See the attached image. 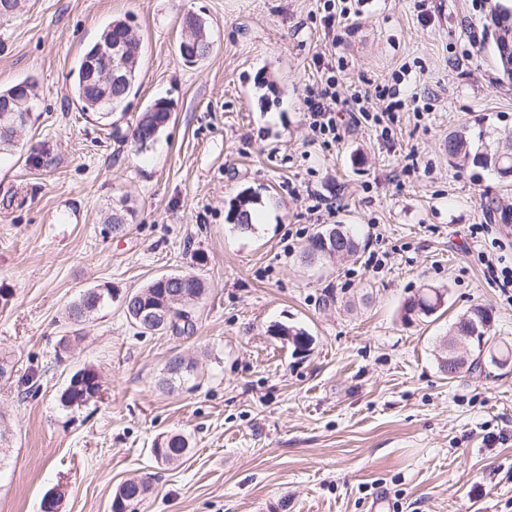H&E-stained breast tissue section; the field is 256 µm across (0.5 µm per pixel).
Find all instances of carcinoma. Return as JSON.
Listing matches in <instances>:
<instances>
[{
    "instance_id": "obj_1",
    "label": "carcinoma",
    "mask_w": 512,
    "mask_h": 512,
    "mask_svg": "<svg viewBox=\"0 0 512 512\" xmlns=\"http://www.w3.org/2000/svg\"><path fill=\"white\" fill-rule=\"evenodd\" d=\"M96 49L91 45L82 55L74 77V94L81 103V110L88 112L104 126L112 128V135L125 137L122 127L112 120L116 112L129 96V92L112 94V99L95 104V99L86 87L84 59ZM154 111L143 112L131 129V138L135 147L141 151L149 148L156 140L160 131L167 124L171 111L167 100L157 99L152 103ZM448 156L452 159L470 161L482 168L491 169L502 177L512 175V152L495 150L471 151V144L464 135H453L448 138ZM259 197L253 193L240 196L233 207L235 224L242 230L252 227L253 206L258 204ZM357 249V241L353 235L341 225L327 227L318 231L311 240V254L320 258L352 253ZM204 292L202 281L191 274H170L159 276L145 286L124 294L126 301L124 310L130 320L144 333L171 330L183 333L191 328L187 307L194 304ZM443 292L438 288H425L417 297L409 300L404 307L403 319L413 320L414 317L428 316L442 305ZM114 293L110 288H88L73 301L67 311L68 319L85 322L98 311L112 302ZM172 307L174 311L169 317V324L149 323L139 317L142 310L156 311L160 307ZM492 312L483 305L471 307L450 330L446 347H451L460 336L473 337L472 349L485 353L490 361L505 365L509 360V352L496 346L490 335ZM279 336L287 337L294 349H302L311 343V337L302 329L294 326H281L276 331ZM194 372V364L180 356L171 358L167 363L166 376L161 384L172 390L184 384ZM81 375L78 382L69 381L59 396V404L64 410H75L88 405L98 398L101 381L98 373L91 368L77 371ZM189 447L188 438L179 433L161 436L154 445L153 453L163 457V463L175 464L186 454ZM151 490V483L146 478H130L120 483L112 499V512H139L141 503L146 500Z\"/></svg>"
}]
</instances>
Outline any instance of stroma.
<instances>
[{
  "mask_svg": "<svg viewBox=\"0 0 512 512\" xmlns=\"http://www.w3.org/2000/svg\"><path fill=\"white\" fill-rule=\"evenodd\" d=\"M498 6L359 0L331 26L328 0H20L0 16V87L38 86L34 126L0 153V512H42L56 488L61 512H111L145 474L140 512H375L381 498L385 512H512V363L439 367L476 304L512 348V288L477 259L512 266V176L448 157L450 133L493 148L512 133V80L486 30ZM189 13L213 45L193 64L178 50ZM114 20L143 45L121 126L156 99L173 107L143 152L73 96L72 69ZM330 75L340 96L378 111L387 87L406 107L386 133L342 113L341 141L322 144L305 98ZM244 191L260 197L245 232L229 214ZM332 224L357 252L308 260ZM172 273L205 286L193 332L141 333L120 295ZM103 284L115 300L71 325L69 304ZM429 286L441 316L404 322ZM280 324L306 329L308 351ZM174 355L195 369L171 391ZM84 367L101 393L64 410ZM167 433L190 441L181 463L152 454ZM478 258L482 262L483 275L485 279L498 285L501 288H511L512 286V266L502 265L501 262H493L484 252L478 253ZM151 490L147 478H130L120 483L112 499V512H138Z\"/></svg>",
  "mask_w": 512,
  "mask_h": 512,
  "instance_id": "35a3bbf8",
  "label": "stroma"
}]
</instances>
